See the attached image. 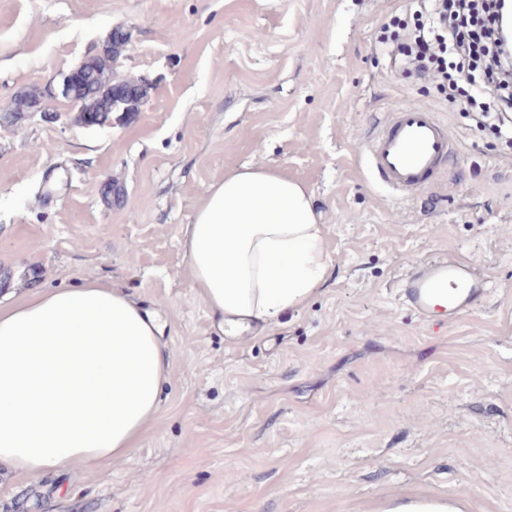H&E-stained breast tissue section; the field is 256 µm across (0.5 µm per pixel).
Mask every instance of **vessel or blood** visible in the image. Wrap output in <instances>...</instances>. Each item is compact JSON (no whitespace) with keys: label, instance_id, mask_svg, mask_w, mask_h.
Returning <instances> with one entry per match:
<instances>
[{"label":"vessel or blood","instance_id":"obj_1","mask_svg":"<svg viewBox=\"0 0 512 512\" xmlns=\"http://www.w3.org/2000/svg\"><path fill=\"white\" fill-rule=\"evenodd\" d=\"M454 148L449 128L431 109L398 104L367 143L365 156L370 171L400 200L434 185ZM488 288L473 264L437 254L407 271L399 294L424 321L453 322L480 304Z\"/></svg>","mask_w":512,"mask_h":512}]
</instances>
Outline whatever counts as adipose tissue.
Segmentation results:
<instances>
[{
    "mask_svg": "<svg viewBox=\"0 0 512 512\" xmlns=\"http://www.w3.org/2000/svg\"><path fill=\"white\" fill-rule=\"evenodd\" d=\"M182 239L193 288L226 334L308 304L328 277L307 186L244 165L207 188ZM156 312L100 279L0 299V465L18 476L125 459L172 374Z\"/></svg>",
    "mask_w": 512,
    "mask_h": 512,
    "instance_id": "adipose-tissue-1",
    "label": "adipose tissue"
}]
</instances>
